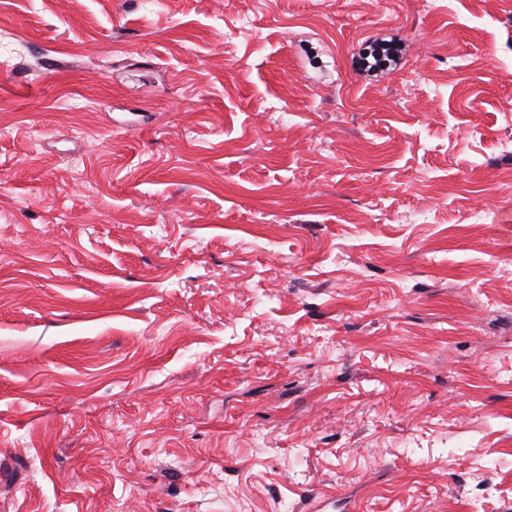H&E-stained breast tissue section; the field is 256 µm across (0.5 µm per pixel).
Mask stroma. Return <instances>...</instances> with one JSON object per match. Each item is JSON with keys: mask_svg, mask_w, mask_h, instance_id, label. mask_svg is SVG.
<instances>
[{"mask_svg": "<svg viewBox=\"0 0 512 512\" xmlns=\"http://www.w3.org/2000/svg\"><path fill=\"white\" fill-rule=\"evenodd\" d=\"M509 212L512 0H0V512H512ZM402 44L395 38L369 41L357 53L355 62L358 71L376 76L396 65Z\"/></svg>", "mask_w": 512, "mask_h": 512, "instance_id": "stroma-1", "label": "stroma"}]
</instances>
